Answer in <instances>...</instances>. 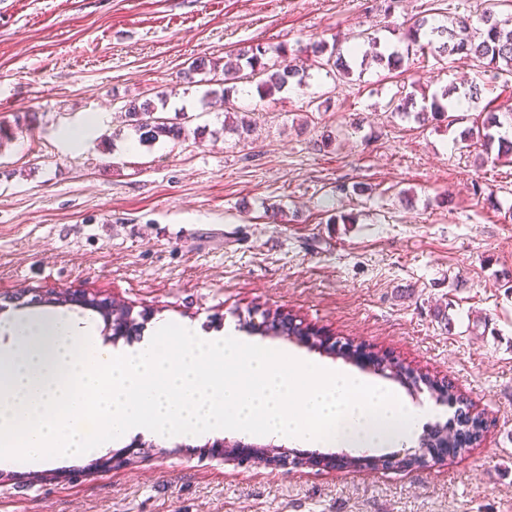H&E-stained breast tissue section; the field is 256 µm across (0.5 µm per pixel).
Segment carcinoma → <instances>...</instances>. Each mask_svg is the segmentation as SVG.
I'll return each instance as SVG.
<instances>
[{"label":"carcinoma","mask_w":512,"mask_h":512,"mask_svg":"<svg viewBox=\"0 0 512 512\" xmlns=\"http://www.w3.org/2000/svg\"><path fill=\"white\" fill-rule=\"evenodd\" d=\"M480 26H473L469 17L454 16L448 18V23L441 26H428V19L423 17L416 20L402 36L405 51H394L389 54L377 52L374 57L379 62H386L387 67L396 70L402 68L405 61L417 53H425L431 48L434 41L443 37L447 41L438 46V52L450 55L460 54L487 62V66L497 70V75L506 74L512 77V16L500 18L491 10H485L477 15ZM315 57L313 66L321 69L330 67L336 70L337 75L346 77L350 74V60L344 57L339 41L328 45L318 42L312 45ZM268 49L256 45L249 50L224 60V66L200 58L191 63L185 78L191 80L195 74H209L222 69V90L210 89L202 97L204 105L210 107L217 103L226 104L231 88L247 79L258 80V88L263 93H272L283 90L289 80L298 76L300 71L294 66L282 67L276 63L269 64L264 61ZM457 94L456 88L444 90L431 96V103L419 107L415 118L420 122H432L447 118L449 108L453 106V97ZM158 107L152 100L134 103L127 108V114L133 122V128L139 136V142L153 144L159 140H168L177 145L186 140L188 129L181 122L157 115ZM501 127L499 116L495 112L487 114L485 120L465 131L470 139H476L485 144L487 151L497 149L494 160L512 163V141L498 132ZM228 130L237 134L244 140L253 131V123L247 115H236L231 119Z\"/></svg>","instance_id":"carcinoma-1"}]
</instances>
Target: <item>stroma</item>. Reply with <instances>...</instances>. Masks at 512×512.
I'll return each instance as SVG.
<instances>
[{
	"label": "stroma",
	"mask_w": 512,
	"mask_h": 512,
	"mask_svg": "<svg viewBox=\"0 0 512 512\" xmlns=\"http://www.w3.org/2000/svg\"><path fill=\"white\" fill-rule=\"evenodd\" d=\"M495 0H0V326L63 314L102 346L141 340L160 319L203 333L232 325L391 389L405 404L449 383L485 421L481 441L419 468L350 465L414 452L453 408L387 448H334L336 468L225 458L226 430L196 440L134 436L42 467L0 466V512H512V164L487 161L462 124L420 126L391 98L483 84L469 115L512 107L484 64L428 51L403 73L376 62L344 80L229 96L246 139L202 111L181 74L198 57L269 46L302 64L315 40L370 33L394 48L414 20L472 14ZM285 53H277V46ZM166 94L192 134L144 146L125 106ZM89 127L77 146L67 135ZM331 134L334 143L319 148ZM351 214L353 224L331 223ZM128 311L114 332L96 309L47 303L71 291ZM342 346L327 353L267 336L263 316ZM365 348L413 369L412 385L345 354Z\"/></svg>",
	"instance_id": "stroma-1"
}]
</instances>
